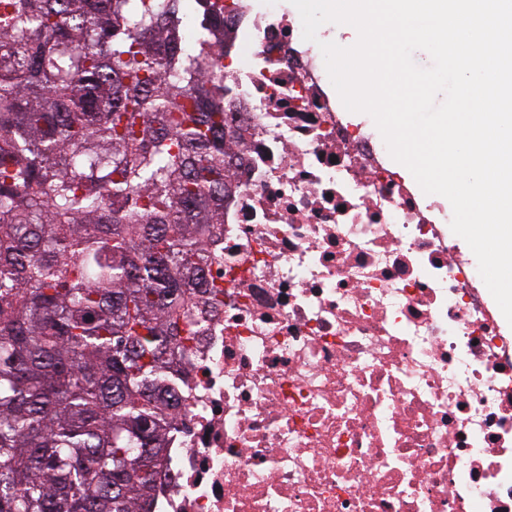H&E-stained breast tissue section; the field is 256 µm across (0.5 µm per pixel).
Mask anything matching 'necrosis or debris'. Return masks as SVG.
<instances>
[{"label": "necrosis or debris", "mask_w": 512, "mask_h": 512, "mask_svg": "<svg viewBox=\"0 0 512 512\" xmlns=\"http://www.w3.org/2000/svg\"><path fill=\"white\" fill-rule=\"evenodd\" d=\"M221 33L236 188L152 512H512V336L435 202L349 123L302 25L199 0Z\"/></svg>", "instance_id": "4bbe7bcc"}]
</instances>
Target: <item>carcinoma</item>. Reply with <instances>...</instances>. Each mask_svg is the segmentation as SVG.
Segmentation results:
<instances>
[{
  "instance_id": "carcinoma-1",
  "label": "carcinoma",
  "mask_w": 512,
  "mask_h": 512,
  "mask_svg": "<svg viewBox=\"0 0 512 512\" xmlns=\"http://www.w3.org/2000/svg\"><path fill=\"white\" fill-rule=\"evenodd\" d=\"M194 9L0 0V512H146L223 295L224 79L166 26Z\"/></svg>"
}]
</instances>
